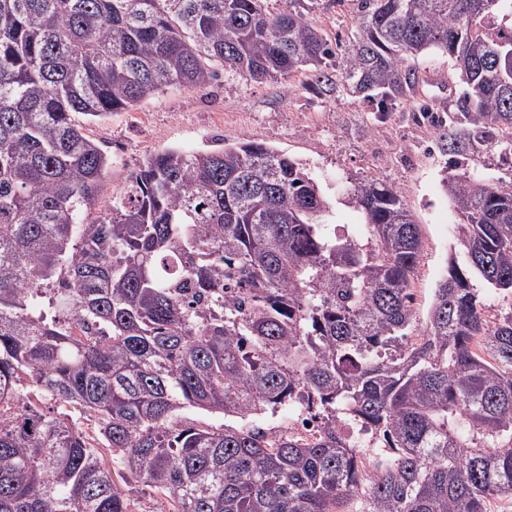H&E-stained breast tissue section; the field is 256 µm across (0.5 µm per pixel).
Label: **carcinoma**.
Instances as JSON below:
<instances>
[{"mask_svg":"<svg viewBox=\"0 0 512 512\" xmlns=\"http://www.w3.org/2000/svg\"><path fill=\"white\" fill-rule=\"evenodd\" d=\"M299 3L0 0V512H133L112 463L168 512H337L359 490L358 512H486L512 495V306L491 321L485 303L512 294V185L446 180L464 262L422 326L403 191L347 190L358 242L305 163L247 138L149 156L79 223L109 157L73 116L222 76L308 70L385 110L417 91L409 60L440 51L464 87L442 153L458 168L512 150V38L481 33L493 15L512 28V0H360L339 58ZM284 407L317 433L185 416ZM355 431L393 451L369 478Z\"/></svg>","mask_w":512,"mask_h":512,"instance_id":"carcinoma-1","label":"carcinoma"}]
</instances>
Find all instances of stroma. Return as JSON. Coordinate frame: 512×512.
Returning a JSON list of instances; mask_svg holds the SVG:
<instances>
[{"instance_id":"obj_1","label":"stroma","mask_w":512,"mask_h":512,"mask_svg":"<svg viewBox=\"0 0 512 512\" xmlns=\"http://www.w3.org/2000/svg\"><path fill=\"white\" fill-rule=\"evenodd\" d=\"M336 53L350 47L361 15L360 0H301ZM448 97L424 86L389 113L375 103L312 87L307 74L255 83L232 77L200 89L170 87L129 111L101 122H83L110 158L96 205L83 215L90 223L123 189L128 175L151 154L165 149L202 152L246 137L301 159L328 185L350 187L378 178L400 188L421 230L423 251L411 282L412 309L425 322L434 291L446 276L455 243L448 228L459 218L443 180L451 170L436 147L426 111L447 117Z\"/></svg>"}]
</instances>
